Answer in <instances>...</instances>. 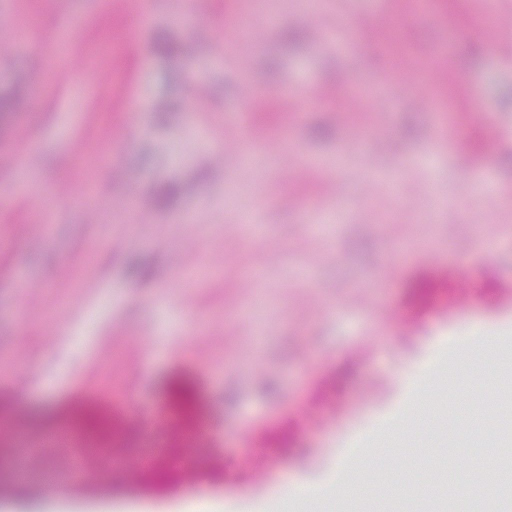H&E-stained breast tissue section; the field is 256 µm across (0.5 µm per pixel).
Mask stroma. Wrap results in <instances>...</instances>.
Returning <instances> with one entry per match:
<instances>
[{"label":"stroma","mask_w":512,"mask_h":512,"mask_svg":"<svg viewBox=\"0 0 512 512\" xmlns=\"http://www.w3.org/2000/svg\"><path fill=\"white\" fill-rule=\"evenodd\" d=\"M266 2L253 42L232 54L224 20L253 0H198L187 23L176 20L186 0H151L134 30L117 0H0V18L28 27L16 41L0 25V94L17 99L0 113V512H188V484L148 488L108 450L95 456L97 483L66 475L51 427L33 422L82 394L125 400L151 429L173 369L208 391L219 463L199 475L215 495L208 512H304L264 499L294 472L329 489L334 512H402L413 484L420 512H440L452 488L438 478L443 449L474 432L483 450L499 447L512 297L482 284L512 285V108L501 104L512 40L452 33L490 13L512 28V0L454 12L424 0L417 13L358 0L351 15L339 0ZM390 19L421 83L436 78L428 55L446 52L454 77L478 88L491 156L458 152L471 129L456 100L438 110L391 92ZM160 36L172 54L155 52ZM245 82L275 102L289 88L326 91L274 132L250 126L253 144L279 151L256 156L247 184L229 123ZM342 101L365 137L337 122ZM168 183L178 197L158 207ZM459 264L474 283L466 299L406 323L415 273ZM253 275L258 287H243ZM479 328L502 338L504 355L481 360L497 380L458 385ZM410 366L427 383L414 419L399 389ZM350 442L354 459L337 460ZM426 445L432 456L417 458ZM475 459L458 450L454 473L484 477L512 512V481ZM51 476L63 488L54 502L41 493Z\"/></svg>","instance_id":"35a3bbf8"}]
</instances>
